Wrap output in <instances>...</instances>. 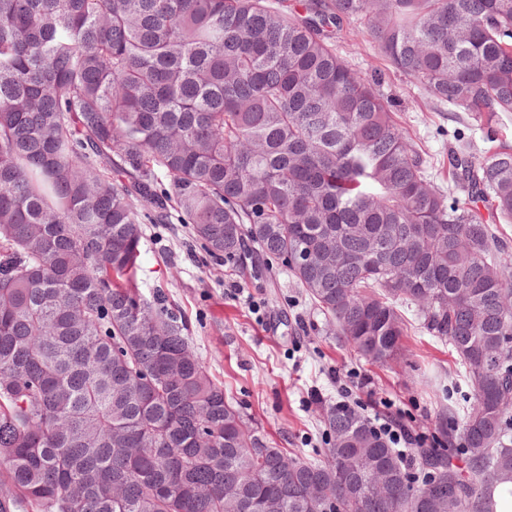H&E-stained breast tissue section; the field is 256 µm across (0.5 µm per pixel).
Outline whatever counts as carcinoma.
I'll list each match as a JSON object with an SVG mask.
<instances>
[{"label":"carcinoma","mask_w":512,"mask_h":512,"mask_svg":"<svg viewBox=\"0 0 512 512\" xmlns=\"http://www.w3.org/2000/svg\"><path fill=\"white\" fill-rule=\"evenodd\" d=\"M367 35L492 146L448 149L451 197L378 77ZM512 0H0V512H493L512 480ZM211 256L249 242L363 358L413 307L465 365L461 456L420 474L343 402L330 448H278L182 326L138 292L141 216Z\"/></svg>","instance_id":"cac0c4a2"}]
</instances>
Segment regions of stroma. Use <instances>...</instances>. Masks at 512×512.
Instances as JSON below:
<instances>
[{
	"label": "stroma",
	"instance_id": "1",
	"mask_svg": "<svg viewBox=\"0 0 512 512\" xmlns=\"http://www.w3.org/2000/svg\"><path fill=\"white\" fill-rule=\"evenodd\" d=\"M336 48L365 74L381 73V91L398 122L433 162L439 188L450 179L442 162L463 132L477 154L488 145L465 113L432 104L408 76L389 65L354 21ZM138 280L144 298L177 317L190 346L224 393L262 434L304 458L319 457L328 438L321 407L358 390L376 409L402 414L410 425L437 434L440 413L460 429L475 402L465 369L448 341L412 319L405 352L386 366L372 364L335 336L323 315L282 269L259 256L245 262L211 257L187 225L144 221ZM366 389H358V382Z\"/></svg>",
	"mask_w": 512,
	"mask_h": 512
}]
</instances>
